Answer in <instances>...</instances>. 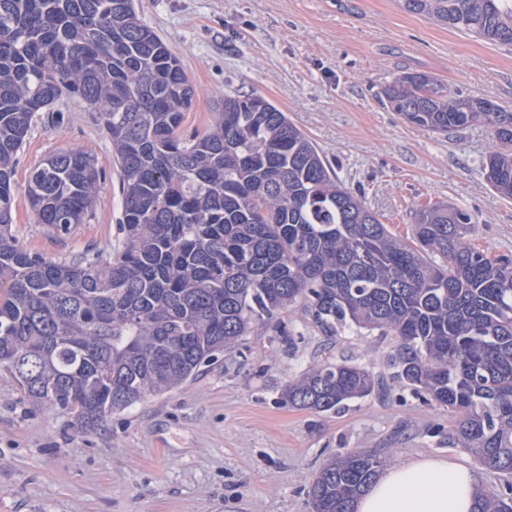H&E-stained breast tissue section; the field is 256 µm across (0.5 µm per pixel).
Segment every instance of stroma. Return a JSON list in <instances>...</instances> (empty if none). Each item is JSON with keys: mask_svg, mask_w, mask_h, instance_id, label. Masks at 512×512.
Wrapping results in <instances>:
<instances>
[{"mask_svg": "<svg viewBox=\"0 0 512 512\" xmlns=\"http://www.w3.org/2000/svg\"><path fill=\"white\" fill-rule=\"evenodd\" d=\"M135 8L195 87L188 127L207 128L225 93L262 95L396 235H411L420 205L443 202L470 214L471 244L512 255V199L482 170L495 147L490 128L428 132L383 97L396 76L420 72L512 111L511 49L406 12L399 0H135ZM66 149L92 157L102 177L85 222L59 236L37 223L26 187L34 167ZM14 180V234L24 248L67 261L122 240L112 143L79 98L37 114ZM397 343L322 326L305 306L290 307L179 387L89 432L56 408L32 407L0 370V512H311L313 477L353 449L390 465L445 457L475 470L479 489L498 486L501 474L449 443L446 408L391 383L387 355ZM341 361L371 371L379 388L335 412L283 402L288 380Z\"/></svg>", "mask_w": 512, "mask_h": 512, "instance_id": "obj_1", "label": "stroma"}]
</instances>
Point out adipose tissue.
Listing matches in <instances>:
<instances>
[{"label": "adipose tissue", "instance_id": "obj_1", "mask_svg": "<svg viewBox=\"0 0 512 512\" xmlns=\"http://www.w3.org/2000/svg\"><path fill=\"white\" fill-rule=\"evenodd\" d=\"M477 475L434 456L394 465L358 499L356 512H473Z\"/></svg>", "mask_w": 512, "mask_h": 512}]
</instances>
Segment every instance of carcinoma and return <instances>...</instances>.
Instances as JSON below:
<instances>
[{
  "instance_id": "carcinoma-1",
  "label": "carcinoma",
  "mask_w": 512,
  "mask_h": 512,
  "mask_svg": "<svg viewBox=\"0 0 512 512\" xmlns=\"http://www.w3.org/2000/svg\"><path fill=\"white\" fill-rule=\"evenodd\" d=\"M399 2L512 47V0ZM64 93L96 110L112 142L124 240L56 262L12 233V180L34 118ZM384 97L432 133L488 125L484 175L512 199V112L417 72ZM193 98L133 0H0V369L32 406L94 430L301 303L322 324L398 336V382L456 414L449 437L505 476L475 512H512V261L467 242L470 215L445 203L419 209L412 240L395 235L263 96L226 94L212 125L188 131ZM99 179L80 150L50 156L28 180L37 222L70 234ZM375 386L364 368L328 363L284 398L337 411ZM383 466L365 451L336 456L310 484L312 512H356Z\"/></svg>"
}]
</instances>
